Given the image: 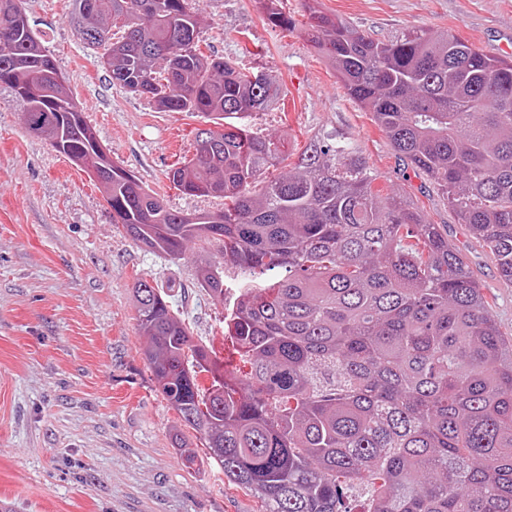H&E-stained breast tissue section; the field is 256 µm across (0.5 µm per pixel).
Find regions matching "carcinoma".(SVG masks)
<instances>
[{
    "label": "carcinoma",
    "mask_w": 512,
    "mask_h": 512,
    "mask_svg": "<svg viewBox=\"0 0 512 512\" xmlns=\"http://www.w3.org/2000/svg\"><path fill=\"white\" fill-rule=\"evenodd\" d=\"M70 24L112 83L167 112H197L192 157L168 178L190 195L224 197L204 230L167 209L112 161L100 170L112 221L172 260L216 241L244 274L224 338L244 378L200 344L156 284H135L145 356L159 389L205 451L183 449L195 473L217 465L262 512H512V343L468 265L412 201L384 193L361 148L309 141L295 166L258 185L281 138L246 119L281 100L280 86L205 56L189 0H71ZM0 42V93L39 120L73 164L97 156L92 129L31 27L25 0ZM300 24L266 0L268 24L300 30L345 95L372 114L398 155L426 174L512 283V60L449 31L375 40L308 8ZM125 31L112 41V29ZM198 281L224 302L221 265ZM210 377L208 385L199 376Z\"/></svg>",
    "instance_id": "1"
}]
</instances>
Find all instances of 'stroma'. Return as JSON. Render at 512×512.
<instances>
[{"mask_svg": "<svg viewBox=\"0 0 512 512\" xmlns=\"http://www.w3.org/2000/svg\"><path fill=\"white\" fill-rule=\"evenodd\" d=\"M358 31L387 41L410 31L458 33L487 54L512 52V0H317ZM205 55L274 75L284 98L248 124L284 141L288 170L311 138L356 142L376 183L417 204L481 285L503 336L512 339V283L461 224L427 176L400 161L370 112L346 97L330 63L299 32L267 25L258 0H191ZM86 123L112 160L167 207L223 208L212 196L175 189L169 169L193 153L206 119L165 112L112 84L67 19L69 0H27ZM218 246L194 242L173 261L142 247L112 221L104 186L30 133L20 109L0 96V507L16 512H261L251 493L220 470L187 471L172 443L178 414L144 357L133 288L145 279L169 289L195 340L222 349L224 305L197 272L221 262Z\"/></svg>", "mask_w": 512, "mask_h": 512, "instance_id": "35a3bbf8", "label": "stroma"}]
</instances>
